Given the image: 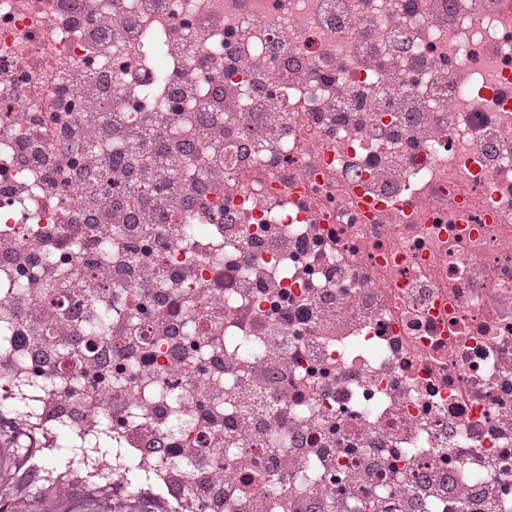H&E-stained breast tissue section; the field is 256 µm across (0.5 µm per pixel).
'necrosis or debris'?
I'll return each mask as SVG.
<instances>
[{
	"mask_svg": "<svg viewBox=\"0 0 512 512\" xmlns=\"http://www.w3.org/2000/svg\"><path fill=\"white\" fill-rule=\"evenodd\" d=\"M0 431L164 512H512V0H0Z\"/></svg>",
	"mask_w": 512,
	"mask_h": 512,
	"instance_id": "necrosis-or-debris-1",
	"label": "necrosis or debris"
}]
</instances>
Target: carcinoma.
<instances>
[{
	"instance_id": "obj_1",
	"label": "carcinoma",
	"mask_w": 512,
	"mask_h": 512,
	"mask_svg": "<svg viewBox=\"0 0 512 512\" xmlns=\"http://www.w3.org/2000/svg\"><path fill=\"white\" fill-rule=\"evenodd\" d=\"M0 512H52L50 502H57L62 512H160L158 505L147 499L129 498L116 505L112 500L85 491L77 492L69 486L56 490L55 480L42 478L35 482L26 497L16 500V486L21 479V467L26 455L14 446V440L0 434Z\"/></svg>"
}]
</instances>
